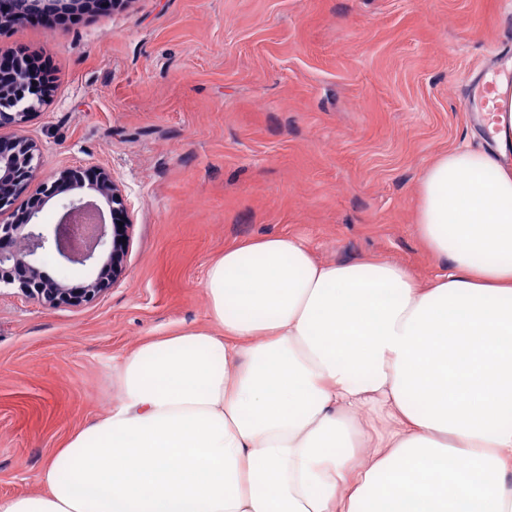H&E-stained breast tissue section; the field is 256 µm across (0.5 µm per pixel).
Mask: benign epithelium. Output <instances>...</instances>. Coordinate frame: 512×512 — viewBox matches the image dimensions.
I'll return each instance as SVG.
<instances>
[{
	"instance_id": "obj_1",
	"label": "benign epithelium",
	"mask_w": 512,
	"mask_h": 512,
	"mask_svg": "<svg viewBox=\"0 0 512 512\" xmlns=\"http://www.w3.org/2000/svg\"><path fill=\"white\" fill-rule=\"evenodd\" d=\"M18 12L44 7L62 10L74 0H9ZM28 77L24 69H16L8 86L0 84V125L17 123L29 109L26 95ZM36 158L35 145L19 137L9 144L0 140V216L11 205L17 191L25 186L32 196L47 200L58 193L32 179ZM100 192L112 200V224H107L97 205L76 194L61 204L53 224L36 221L39 211L32 210L16 220L0 224V285L13 287L22 296L44 306L74 303L72 289L55 281L40 268L42 257L52 254L74 269L96 268L95 277L80 289L82 297L92 299L103 291V285L121 278L126 271L131 229L133 226L122 190L108 169L99 172ZM92 216L95 223L82 219Z\"/></svg>"
}]
</instances>
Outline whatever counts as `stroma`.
Returning <instances> with one entry per match:
<instances>
[{
    "instance_id": "stroma-1",
    "label": "stroma",
    "mask_w": 512,
    "mask_h": 512,
    "mask_svg": "<svg viewBox=\"0 0 512 512\" xmlns=\"http://www.w3.org/2000/svg\"><path fill=\"white\" fill-rule=\"evenodd\" d=\"M0 26V56L38 54L47 98L0 139L37 177L108 167L133 227L125 276L46 307L0 289V498L39 475L119 397L123 357L205 326L226 248L303 238L336 263L446 270L416 232L425 167L487 146L473 89L512 60V0H126Z\"/></svg>"
}]
</instances>
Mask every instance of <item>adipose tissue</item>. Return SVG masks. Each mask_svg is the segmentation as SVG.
<instances>
[{
    "mask_svg": "<svg viewBox=\"0 0 512 512\" xmlns=\"http://www.w3.org/2000/svg\"><path fill=\"white\" fill-rule=\"evenodd\" d=\"M449 271L225 250L207 326L122 360V396L0 512H512V133L425 170Z\"/></svg>",
    "mask_w": 512,
    "mask_h": 512,
    "instance_id": "obj_1",
    "label": "adipose tissue"
}]
</instances>
